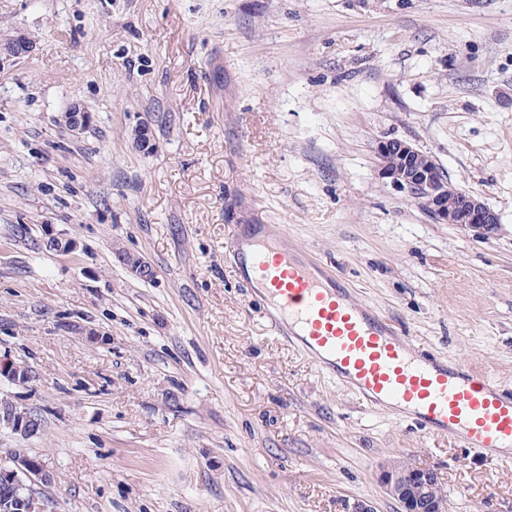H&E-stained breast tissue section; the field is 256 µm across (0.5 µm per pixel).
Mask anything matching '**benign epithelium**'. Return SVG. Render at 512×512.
Returning a JSON list of instances; mask_svg holds the SVG:
<instances>
[{"label": "benign epithelium", "mask_w": 512, "mask_h": 512, "mask_svg": "<svg viewBox=\"0 0 512 512\" xmlns=\"http://www.w3.org/2000/svg\"><path fill=\"white\" fill-rule=\"evenodd\" d=\"M33 44L20 34L0 42V64L29 55ZM65 127L75 133L91 123V114L73 105L64 113ZM375 153L378 175L413 198L429 217L438 224H454L484 237L498 228L497 214L471 192L454 185L439 169L433 167V157L412 143L397 139L381 140ZM0 472L9 474L19 486L50 484L54 473L47 465L34 464L14 455L0 457ZM378 482L385 493L395 500L400 512H448V498L436 493L438 475L404 461L389 460L380 467Z\"/></svg>", "instance_id": "obj_1"}]
</instances>
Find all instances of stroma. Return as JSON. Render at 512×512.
Instances as JSON below:
<instances>
[{
    "label": "stroma",
    "instance_id": "35a3bbf8",
    "mask_svg": "<svg viewBox=\"0 0 512 512\" xmlns=\"http://www.w3.org/2000/svg\"><path fill=\"white\" fill-rule=\"evenodd\" d=\"M19 34L0 358L28 377H0V402L42 428L0 427V455L54 472L49 512H399L377 479L394 458L437 470L448 512H512V466L366 409L273 332L224 248L281 225L415 347L512 390V0H0V40ZM383 137L498 231L435 223L379 178Z\"/></svg>",
    "mask_w": 512,
    "mask_h": 512
}]
</instances>
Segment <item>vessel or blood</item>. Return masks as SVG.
Listing matches in <instances>:
<instances>
[{
  "instance_id": "1",
  "label": "vessel or blood",
  "mask_w": 512,
  "mask_h": 512,
  "mask_svg": "<svg viewBox=\"0 0 512 512\" xmlns=\"http://www.w3.org/2000/svg\"><path fill=\"white\" fill-rule=\"evenodd\" d=\"M273 224L226 244L235 274L257 289L271 328L375 411L393 410L484 457L512 461V392L461 360L417 350L318 262L281 245Z\"/></svg>"
}]
</instances>
